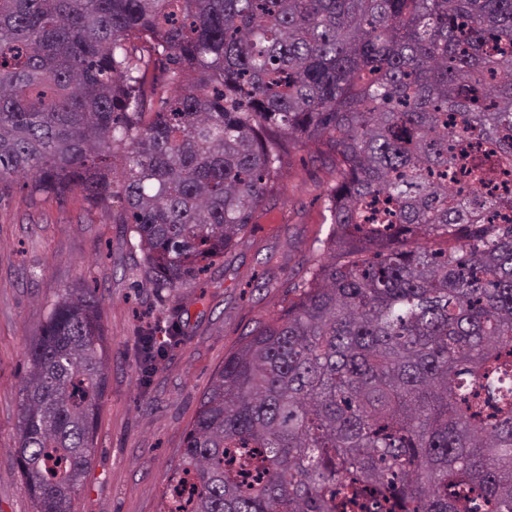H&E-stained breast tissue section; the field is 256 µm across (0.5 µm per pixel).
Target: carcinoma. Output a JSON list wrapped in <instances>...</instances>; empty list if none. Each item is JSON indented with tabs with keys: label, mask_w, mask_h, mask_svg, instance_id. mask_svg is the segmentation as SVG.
<instances>
[{
	"label": "carcinoma",
	"mask_w": 512,
	"mask_h": 512,
	"mask_svg": "<svg viewBox=\"0 0 512 512\" xmlns=\"http://www.w3.org/2000/svg\"><path fill=\"white\" fill-rule=\"evenodd\" d=\"M306 142L336 169L321 258L224 357L163 512H512V196L480 190L512 173V0H0V190L79 187L157 289L224 257ZM110 360L95 287L50 304L34 512H73Z\"/></svg>",
	"instance_id": "carcinoma-1"
}]
</instances>
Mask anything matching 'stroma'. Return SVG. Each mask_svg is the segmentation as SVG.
Listing matches in <instances>:
<instances>
[{
	"label": "stroma",
	"mask_w": 512,
	"mask_h": 512,
	"mask_svg": "<svg viewBox=\"0 0 512 512\" xmlns=\"http://www.w3.org/2000/svg\"><path fill=\"white\" fill-rule=\"evenodd\" d=\"M335 176L316 145L298 146L248 233L205 275L173 292L133 288L141 251L80 189L55 196L11 184L0 199V512H34L13 456L27 347L50 304L82 280L103 296L112 363L96 451L73 512H160L186 427L225 354L287 305L319 259ZM140 326L152 327L161 342L172 330L182 333L146 380Z\"/></svg>",
	"instance_id": "stroma-1"
}]
</instances>
